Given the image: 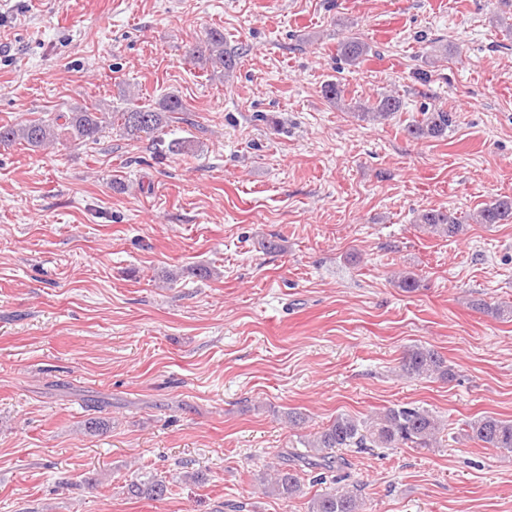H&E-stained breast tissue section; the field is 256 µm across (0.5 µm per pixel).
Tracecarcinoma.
Here are the masks:
<instances>
[{"label": "carcinoma", "instance_id": "1", "mask_svg": "<svg viewBox=\"0 0 512 512\" xmlns=\"http://www.w3.org/2000/svg\"><path fill=\"white\" fill-rule=\"evenodd\" d=\"M338 52L345 63L355 66L368 56L371 46L360 37H349L338 45ZM191 54L222 77L230 75L238 65L237 56L224 49V33L219 30L210 31L205 40L192 48ZM401 107L400 97L385 94L358 113V117L371 122L385 121ZM183 110L182 100L173 93L163 99L158 108L133 102L120 112H111L100 106L92 109L74 107L53 119L0 125V146L18 143L38 151L62 139L77 144L95 143L106 130L114 127L124 136L137 139L162 130L166 126L167 114ZM451 123L452 119L446 112H424L422 119L405 127V132L414 139L442 138ZM473 220L478 224H511L512 198L502 197L489 202ZM418 224L428 233L442 238L456 237L465 230L459 217L440 209L420 213ZM472 307L495 318H512V305L507 303L492 305L478 299L472 302ZM401 371L409 378L450 380L454 376L445 358L438 351L424 346L413 347L405 353ZM440 432L438 418L419 406L394 405L365 419L338 414L329 425L303 442L304 451L290 454L292 463L276 466L270 476L263 477L265 490L289 500L301 493L299 475L302 469L334 473L347 467V459L337 454L342 448H432ZM465 435L484 448L512 453V420L481 415L467 422ZM167 490L166 481L151 474L127 484L130 495L151 500L163 499ZM363 506L358 489L335 486L316 495L310 502L309 512H364Z\"/></svg>", "mask_w": 512, "mask_h": 512}]
</instances>
